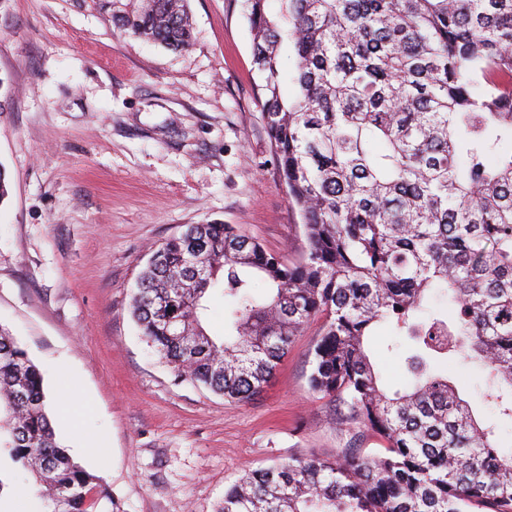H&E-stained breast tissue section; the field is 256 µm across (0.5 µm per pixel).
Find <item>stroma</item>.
<instances>
[{
    "label": "stroma",
    "mask_w": 512,
    "mask_h": 512,
    "mask_svg": "<svg viewBox=\"0 0 512 512\" xmlns=\"http://www.w3.org/2000/svg\"><path fill=\"white\" fill-rule=\"evenodd\" d=\"M190 48L115 27L92 0H0V326L44 376L56 435L108 488L114 512H215L240 476L348 448L383 454L362 424L337 427L312 391L320 321L295 337L253 400L176 381L130 302L151 248L188 224H233L297 260L307 242L256 99L242 0H188ZM404 337L380 326L372 360L409 381ZM448 376L480 416L486 371ZM28 474L0 454V512H41Z\"/></svg>",
    "instance_id": "obj_1"
}]
</instances>
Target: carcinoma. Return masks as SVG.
Segmentation results:
<instances>
[{"mask_svg": "<svg viewBox=\"0 0 512 512\" xmlns=\"http://www.w3.org/2000/svg\"><path fill=\"white\" fill-rule=\"evenodd\" d=\"M257 100L307 248L290 263L232 224H191L152 251L131 314L176 379L226 401L258 394L316 318L309 382L386 454L261 468L217 512H512V456L441 364L472 353L485 401L512 420V0H242ZM112 23L171 50L192 43L187 0H98ZM291 49L297 88L282 90ZM260 279L265 291H255ZM457 305L429 306L432 291ZM224 298V337L203 326ZM408 339L392 390L367 340ZM0 448L44 512H113L56 440L43 376L0 327Z\"/></svg>", "mask_w": 512, "mask_h": 512, "instance_id": "obj_1", "label": "carcinoma"}]
</instances>
